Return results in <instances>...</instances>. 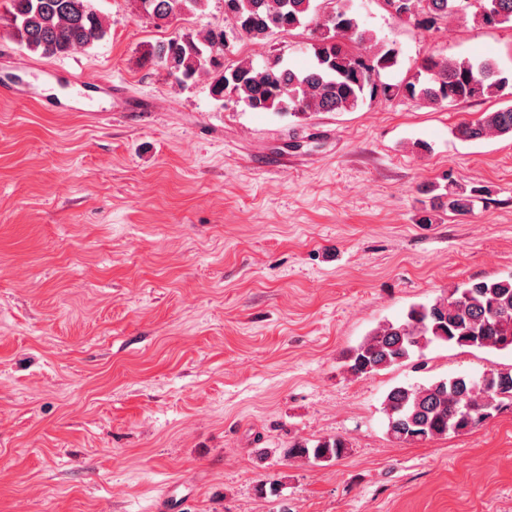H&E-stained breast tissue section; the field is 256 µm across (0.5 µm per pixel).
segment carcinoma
<instances>
[{"label":"carcinoma","mask_w":512,"mask_h":512,"mask_svg":"<svg viewBox=\"0 0 512 512\" xmlns=\"http://www.w3.org/2000/svg\"><path fill=\"white\" fill-rule=\"evenodd\" d=\"M140 12L161 24L205 8L208 0H135ZM315 25L309 44L315 63L297 70L278 57L261 66L242 60L227 68L223 46L214 32L175 33L144 48L146 62L165 67L176 82L201 74L211 76L210 93L217 101L232 93L248 108L302 116L314 112H353L366 97L390 99L404 94L430 106L493 97L509 82L490 59L425 57L414 80L398 87L382 82L381 72L398 64L393 48L374 47L373 33L351 10L350 0ZM404 22L433 23L454 17L462 0H397ZM473 18L487 26L512 22V0H474ZM225 14L252 40H265L304 24L314 11L313 0H224ZM7 25L21 47L50 57L68 56L101 41L108 28L91 0H9ZM462 141L478 142L512 136V107L462 120L455 128ZM486 190L448 182L446 200L422 206L420 222L433 223V213L446 208L455 214L473 210ZM433 343L458 347L512 350V274L497 280H470L448 289L431 302L416 304L405 317L375 328L347 356L348 371L372 374L410 359ZM512 406V369L491 370L479 378L451 376L427 384L397 386L386 395L384 411L390 436L403 443L427 441L469 432ZM348 446L335 437L314 444L298 441L284 458L329 461L344 456Z\"/></svg>","instance_id":"1"}]
</instances>
